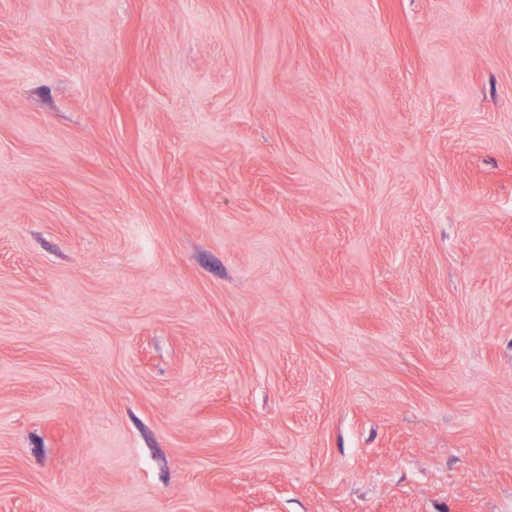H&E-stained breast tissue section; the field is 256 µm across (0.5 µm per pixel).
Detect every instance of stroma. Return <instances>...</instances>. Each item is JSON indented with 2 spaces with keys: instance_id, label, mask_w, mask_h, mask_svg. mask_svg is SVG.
Masks as SVG:
<instances>
[{
  "instance_id": "35a3bbf8",
  "label": "stroma",
  "mask_w": 512,
  "mask_h": 512,
  "mask_svg": "<svg viewBox=\"0 0 512 512\" xmlns=\"http://www.w3.org/2000/svg\"><path fill=\"white\" fill-rule=\"evenodd\" d=\"M0 512H512V0H0Z\"/></svg>"
}]
</instances>
